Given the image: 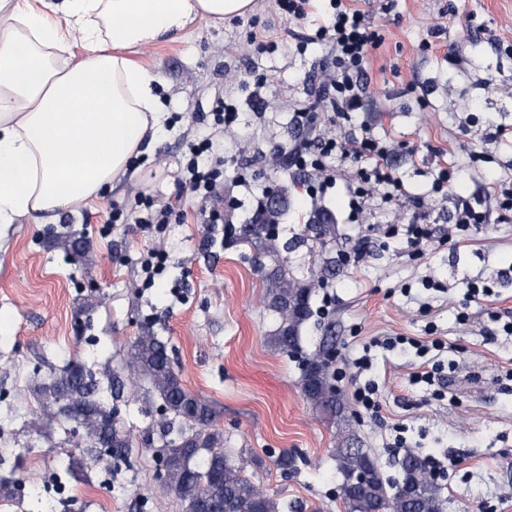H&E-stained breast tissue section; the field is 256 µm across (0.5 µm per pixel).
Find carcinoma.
<instances>
[{"mask_svg":"<svg viewBox=\"0 0 512 512\" xmlns=\"http://www.w3.org/2000/svg\"><path fill=\"white\" fill-rule=\"evenodd\" d=\"M277 206H263L248 228L247 242L273 257L287 244L278 243V224L287 212L288 190L278 191ZM335 220L320 211L304 226L306 236L323 241L334 231ZM265 299L280 321L271 336L272 343L284 350L299 349V332L313 314L311 297L322 280L303 281L277 261L265 272ZM312 357L304 360L302 391L320 419L330 425L343 417L346 399H336L335 375L331 368L311 369ZM147 383V394L161 400L156 425L167 428L179 421L180 434L163 444L166 448L163 489L173 493L184 512H205L214 504L223 512H281L276 495L247 475L244 464L224 448V436L216 429L218 411L206 398L183 387L173 370L167 345L151 329L143 328L126 351V383L112 379L118 388H137ZM39 412L25 424L29 432L41 436L52 422L77 421L81 434L76 467L88 461L106 464L125 455L133 447V434L121 426L100 382L91 368L72 361L60 372L34 389ZM332 458L340 474L339 497L345 512H444L441 488L428 458L408 453L399 464L400 478L388 481L376 457L367 448H352L346 437L336 438ZM368 471L369 480L355 487L352 477ZM23 482L13 476L0 477V498L21 495Z\"/></svg>","mask_w":512,"mask_h":512,"instance_id":"carcinoma-1","label":"carcinoma"}]
</instances>
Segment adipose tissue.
Segmentation results:
<instances>
[{
	"label": "adipose tissue",
	"mask_w": 512,
	"mask_h": 512,
	"mask_svg": "<svg viewBox=\"0 0 512 512\" xmlns=\"http://www.w3.org/2000/svg\"><path fill=\"white\" fill-rule=\"evenodd\" d=\"M253 2L0 0V226L117 187L167 120L162 77L136 54L246 15Z\"/></svg>",
	"instance_id": "obj_1"
}]
</instances>
